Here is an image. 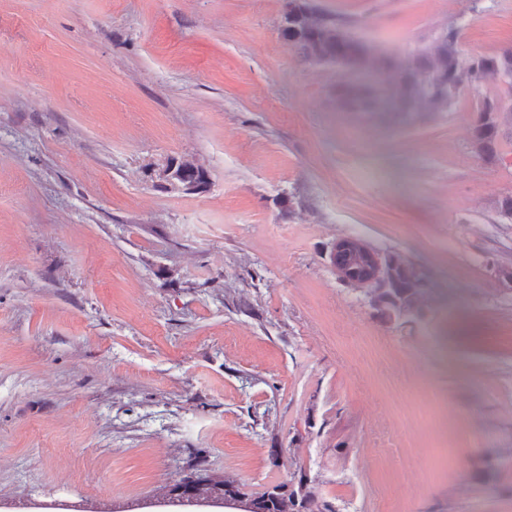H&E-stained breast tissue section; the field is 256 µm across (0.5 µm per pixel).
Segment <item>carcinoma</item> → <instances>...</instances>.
<instances>
[{
	"instance_id": "1",
	"label": "carcinoma",
	"mask_w": 512,
	"mask_h": 512,
	"mask_svg": "<svg viewBox=\"0 0 512 512\" xmlns=\"http://www.w3.org/2000/svg\"><path fill=\"white\" fill-rule=\"evenodd\" d=\"M282 36L303 59L314 63L339 67L352 61L367 64L371 78H350L336 84L335 98L351 112H391L405 122L421 112L448 111L460 87L476 88L489 74L512 85V48L465 60L458 48L460 30L455 25L443 28L431 46H417L394 61L371 55L367 42L352 33L351 22L329 14L317 16L309 0H301L299 10L288 16ZM500 114V106L488 98L477 108L472 148L483 160L499 157ZM185 164L192 170L183 174L181 168H176L173 186L184 187L186 178L207 185L202 167L188 159ZM383 266L382 284L366 289L371 304L388 319L421 316L424 288L415 268L397 253L384 256ZM226 484L230 486L229 493L255 504L256 512H336L330 502L317 500V493L303 474L262 493L247 492L241 483L230 478L198 481L205 492Z\"/></svg>"
}]
</instances>
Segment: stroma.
I'll return each mask as SVG.
<instances>
[{
    "label": "stroma",
    "instance_id": "35a3bbf8",
    "mask_svg": "<svg viewBox=\"0 0 512 512\" xmlns=\"http://www.w3.org/2000/svg\"><path fill=\"white\" fill-rule=\"evenodd\" d=\"M314 3L399 56L451 24L462 57L512 48V0ZM284 24L285 0H0V512H179L161 489L203 470L512 512V137L471 147L512 86L371 119ZM347 236L413 264L422 319L338 278ZM500 114V106L488 98L483 99L477 108L471 143L474 152L483 160L492 161L499 157Z\"/></svg>",
    "mask_w": 512,
    "mask_h": 512
}]
</instances>
